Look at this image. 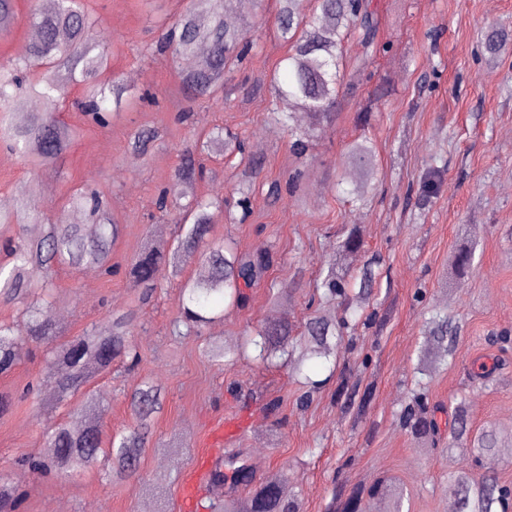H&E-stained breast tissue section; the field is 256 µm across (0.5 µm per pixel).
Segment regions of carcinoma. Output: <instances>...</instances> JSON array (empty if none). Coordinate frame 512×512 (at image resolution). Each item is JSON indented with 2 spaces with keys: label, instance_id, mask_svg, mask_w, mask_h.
Instances as JSON below:
<instances>
[{
  "label": "carcinoma",
  "instance_id": "obj_1",
  "mask_svg": "<svg viewBox=\"0 0 512 512\" xmlns=\"http://www.w3.org/2000/svg\"><path fill=\"white\" fill-rule=\"evenodd\" d=\"M241 0H192L179 14L170 38L160 47L173 56L194 57L192 69L182 76V89L193 100L213 101L226 92L224 76L239 67L246 59L248 40L238 26L230 22ZM277 0L276 23L281 39L289 44L284 84H275L267 121L288 129L293 137L295 154L303 156L309 150V134L291 125L293 114L303 111L317 125L330 126L336 118V103L341 87V66L344 39L359 37L365 57L358 68L366 66L376 52L378 17L367 0ZM15 19V0H0V32L8 31ZM30 23L37 31L28 59L0 64V142L18 153L33 169L49 170L57 166L71 144V130L56 118L54 112H26V101L32 97L55 105L65 89L78 85L82 89V109L89 123L98 127L110 126L112 112L108 106L122 107L126 88L112 80L104 82L100 75L109 67L106 44L92 37L96 26L94 16L84 0H45L30 8ZM155 129H135L129 134L131 148L139 154L149 152L158 140ZM245 154V144L232 132L217 129L199 137L194 144L180 151L179 163L172 185L157 198L161 213L179 211L178 230L171 251L147 247L129 265L126 277L142 289L144 301L158 288L157 271L166 263L178 267L197 260L207 268V274L181 282L183 296L180 319L170 324L173 336H199L203 327L214 317L208 314L213 303L227 297L236 306L248 301L247 290L258 284L269 271L273 257L267 250L238 253L224 245L208 240L212 217L224 211V200L211 195L196 196L182 205L179 186L201 180L203 166L196 156L202 153ZM342 165L367 185L374 167V151L365 138L355 139L341 160ZM250 188H241L237 203L241 213L228 212L231 224H243L250 215ZM70 208L88 212L85 224H49L38 236L16 233L0 243L10 256L12 266H0V303L22 307V323L14 326L0 322V376L10 374L24 354L25 344L43 343L50 346L48 365L54 369L58 402L64 403L85 387L96 371H107L116 361L132 370L143 356L134 342L141 327L138 310L130 308L111 315L107 330L86 328L73 336L51 322L45 305L56 281L54 274L62 267L89 266L112 275V246L119 235V225L112 219L109 206L98 192L86 196L73 194ZM41 220V213L26 187H21L13 209L0 212V227L21 229ZM372 257L363 270L359 288L346 289L330 267L323 279L324 296L343 298L345 311L354 314L359 308L351 297L366 298L374 279ZM347 319L330 321L313 316L305 323L304 338L296 341L291 328L282 322H268L251 339L257 351L256 359L271 364L277 360L291 361L301 367L313 359H328L336 353L344 337L341 327ZM430 336L426 337L418 361V370L429 375L448 361L456 337L448 334V320L434 317L430 321ZM209 356L216 362H238L244 355L236 349L214 344ZM135 425L125 433L114 435L109 448H103L102 431L92 420L80 422L83 407L93 404L87 394L85 405L68 410L72 421L57 427L47 436L51 453L46 457H28L31 472L55 471L70 477L87 470L101 458L116 464L106 470L119 477L133 476L132 464L140 459L145 435L159 412L161 388L146 382L129 396ZM440 405H429L425 393L414 394L400 412L402 426L416 438L436 443L441 438L436 413ZM474 460L485 454H505L492 430L483 431L472 449ZM216 484L228 490L220 512H300L298 495L286 480L275 479L259 485L246 499L237 496L238 488L254 481L251 465L243 451L224 456L210 473ZM448 493L456 502V512H509L512 490L494 479L476 477L472 470L461 468L448 480ZM363 496L352 492L329 508V512H364ZM19 497L16 488L0 481V512H16Z\"/></svg>",
  "mask_w": 512,
  "mask_h": 512
}]
</instances>
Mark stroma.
<instances>
[{
  "label": "stroma",
  "instance_id": "35a3bbf8",
  "mask_svg": "<svg viewBox=\"0 0 512 512\" xmlns=\"http://www.w3.org/2000/svg\"><path fill=\"white\" fill-rule=\"evenodd\" d=\"M100 23L110 66L104 77L120 81L133 106L114 114L109 127L85 122L75 102L80 87H68L58 119L74 133L59 171L31 172L0 147V200H13L24 182L43 213L27 235L48 224H80L82 212L67 201L85 183H96L122 226L112 252L126 266L145 244L170 240L175 226L159 216L156 197L171 183L179 151L221 126L246 143L245 157L261 160L252 184V215L228 224L215 214L210 238L238 252L267 249L277 262L249 292L244 309L225 306L202 337L173 336L169 323L182 307L180 281L161 266V282L139 307L145 323L135 341L143 355L135 370L113 367L96 376L105 435L132 422L129 393L153 380L165 393L136 476L107 480L95 468L60 480L19 475L24 454L47 453L46 434L67 417L46 379L43 347L30 344L13 373L0 376V393L13 395L12 410L0 416V476L16 475L24 502L19 512H183L182 489L196 483L192 512L222 502L223 491L202 485V458L241 449L256 482L286 475L299 493L301 512H327L337 484L366 488L383 480L401 489V501L375 500L373 512H448V474L458 467L491 474L512 487V455L473 460L468 441L452 451L428 449L398 421L416 390L418 355L429 334L430 309L448 317L456 337L448 367L425 386L430 403L454 410L464 403L471 434L493 428L512 448V347L501 350L496 336L512 337V0H371L380 26V50L354 93L341 94L333 127L317 131L304 159L290 151L287 130L265 123L270 80L287 51L275 33V0H243L244 32L255 43L226 100L188 102L182 95L183 61L158 46L184 0H86ZM504 33L496 53L484 48L487 34ZM162 130L147 155L128 145L132 129ZM375 151L365 192L345 173L341 158L358 137ZM242 158L211 157L212 175L193 186L196 194L235 200ZM300 171L295 195L271 201V182ZM363 249L350 256L348 274L360 276L368 257L379 254L370 306L386 322L350 328L349 344L335 364L308 362L302 373L260 364L216 365L206 347L239 346L271 316L288 320L300 335L310 315L307 302L336 249L351 228ZM473 250L471 265L458 271L460 248ZM51 308H66L60 322L68 334L96 325L107 328L115 311L141 294L124 275L103 277L97 269L64 268L56 275ZM353 367L373 399L362 419L342 414L334 400L333 367ZM319 383L311 405L297 409L303 380ZM38 393L23 396L28 382ZM283 401L267 415V399Z\"/></svg>",
  "mask_w": 512,
  "mask_h": 512
}]
</instances>
